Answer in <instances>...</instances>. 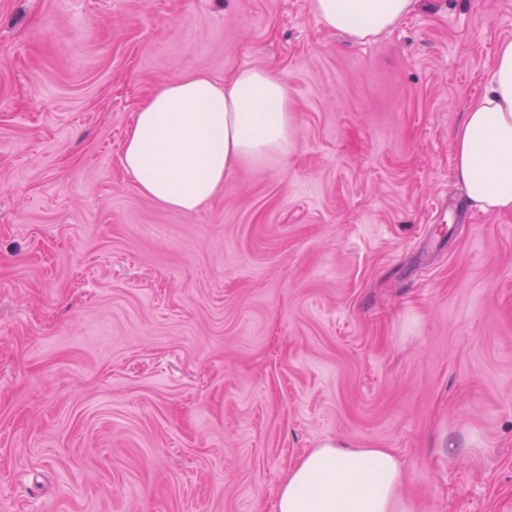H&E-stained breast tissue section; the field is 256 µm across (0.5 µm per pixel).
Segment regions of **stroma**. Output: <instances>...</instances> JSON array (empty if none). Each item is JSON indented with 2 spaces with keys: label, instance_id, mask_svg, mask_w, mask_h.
<instances>
[{
  "label": "stroma",
  "instance_id": "35a3bbf8",
  "mask_svg": "<svg viewBox=\"0 0 512 512\" xmlns=\"http://www.w3.org/2000/svg\"><path fill=\"white\" fill-rule=\"evenodd\" d=\"M512 0L356 43L311 0H0V512H273L327 443L415 512H512V212L452 133ZM265 67L299 141L196 212L120 147L174 79Z\"/></svg>",
  "mask_w": 512,
  "mask_h": 512
}]
</instances>
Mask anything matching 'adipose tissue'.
<instances>
[{
    "instance_id": "ef3b65f1",
    "label": "adipose tissue",
    "mask_w": 512,
    "mask_h": 512,
    "mask_svg": "<svg viewBox=\"0 0 512 512\" xmlns=\"http://www.w3.org/2000/svg\"><path fill=\"white\" fill-rule=\"evenodd\" d=\"M416 0H312L327 29L363 42L396 27ZM298 148L288 91L267 69L216 83L196 73L167 83L140 106L121 164L141 193L191 213L245 162L288 158ZM454 176L472 206L512 211V39L498 43L485 95L453 135ZM404 471L392 450L327 443L305 453L282 482L275 512H413L400 493Z\"/></svg>"
}]
</instances>
